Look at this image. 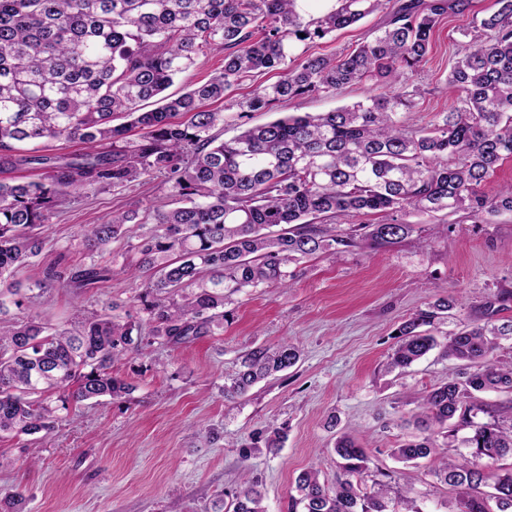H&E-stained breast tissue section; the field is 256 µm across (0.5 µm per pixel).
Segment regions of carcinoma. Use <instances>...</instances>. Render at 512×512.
I'll return each instance as SVG.
<instances>
[{
  "label": "carcinoma",
  "mask_w": 512,
  "mask_h": 512,
  "mask_svg": "<svg viewBox=\"0 0 512 512\" xmlns=\"http://www.w3.org/2000/svg\"><path fill=\"white\" fill-rule=\"evenodd\" d=\"M306 19L301 0H0V172L25 165L46 169L38 180L0 182V433L31 435L51 429L69 401L130 394L112 375L115 362L141 354L153 336L179 344L224 321V298L246 288L284 282L288 266L317 253L355 245L316 220L387 214L359 224L361 239L393 246L415 230L393 217L409 210L430 217L466 210L487 222L512 213V184L491 196L479 187L512 159V0L479 21L483 40L463 48L448 73L458 104L430 129L410 130L400 114L415 108L417 92L371 94L333 112L287 115L217 141L224 112L203 108L228 99L227 109L271 110L313 93L336 95L357 83L391 87L425 61L432 31L454 0H399L390 22L342 56L295 53L296 43L323 39L387 8L390 0H336ZM224 50V69L179 95L167 90L211 50ZM279 71L250 97L230 94L245 78ZM155 100V108L143 104ZM188 114L186 122L176 120ZM141 135L130 138L132 129ZM78 140L81 154L50 153L55 142ZM103 143L110 151H99ZM159 174L181 205L154 215L152 234L137 246L134 274L144 278L137 300L142 323L93 313L72 329L34 318L7 319L25 299L20 273L44 248L37 232L73 193L126 186ZM139 210L89 224L83 246L90 264L75 271L76 288L106 280L111 269L95 254ZM277 231H271V228ZM455 306L439 298L399 328L387 368H406L435 346L424 330ZM512 324H464L450 333L449 358L473 368L420 397L428 429L458 416L470 434L469 454L443 459L437 478L460 491L459 512H512V468L489 461L512 454V416L504 428L480 422L476 394L512 393V363L496 356ZM294 343L259 346L244 355L224 398L234 399L272 374L294 366ZM433 450L430 437L394 449L414 461ZM343 460L335 486L311 468L296 479L303 512H389L390 487L362 491L352 478L367 470L364 449L349 436L335 446ZM491 485L484 497L480 485ZM215 512H266L258 482L246 480Z\"/></svg>",
  "instance_id": "cac0c4a2"
}]
</instances>
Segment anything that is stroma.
Listing matches in <instances>:
<instances>
[{
    "instance_id": "obj_1",
    "label": "stroma",
    "mask_w": 512,
    "mask_h": 512,
    "mask_svg": "<svg viewBox=\"0 0 512 512\" xmlns=\"http://www.w3.org/2000/svg\"><path fill=\"white\" fill-rule=\"evenodd\" d=\"M494 8L495 0H463L440 18L425 62L396 86L420 92L414 111L403 115L407 125L432 127L454 106L450 66L474 19ZM389 18V11L374 13L304 47L339 55L371 39ZM370 89L360 83L337 96L292 99L249 113L242 124L331 112ZM172 201L160 177L68 196L41 230L40 257L21 275L33 290L15 317L34 316L55 327L93 312L141 319L135 297L142 282L122 268L136 263V247L153 222L127 225L112 241L100 259L112 270L108 279L78 289L69 278L88 262L81 245L85 225L131 208L151 214ZM406 219L417 230L397 245L361 242L315 255L293 267L287 284L228 297L224 323L213 335L177 346L159 338L146 355L116 363L113 374L133 385L130 395L70 405L48 434L0 436V498L23 491L26 512H212L213 501L231 499L247 473L260 484L266 512H302L291 502L296 477L313 466L334 483L341 472L335 444L348 435L369 457L356 478L361 488L383 480L395 493L412 489L421 512H457L458 490L433 472L442 457H457L469 433L460 420L435 427V448L426 458L403 463L393 450L417 434L413 417L421 393L463 371L440 349L449 332L462 323L512 321V214L487 224L462 210ZM50 265L59 280L36 290ZM448 296L455 301L452 316L432 329L439 348L409 368L387 370L401 324ZM288 341L301 349L295 366L225 400L224 383L247 351ZM274 429L285 439L271 451L265 438ZM246 448L252 451L247 458L241 455Z\"/></svg>"
}]
</instances>
